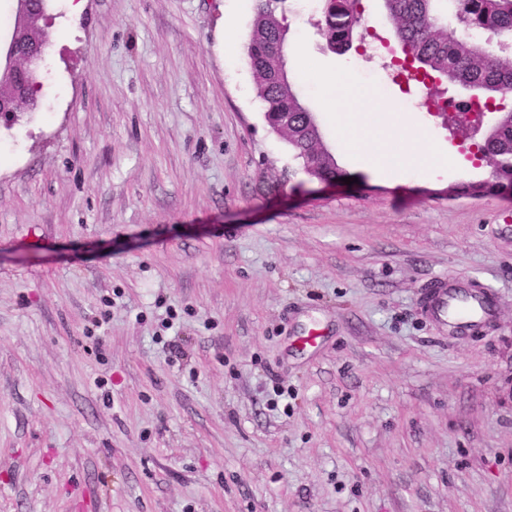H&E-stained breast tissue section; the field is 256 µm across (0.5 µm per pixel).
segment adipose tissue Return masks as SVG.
Here are the masks:
<instances>
[{
    "label": "adipose tissue",
    "mask_w": 512,
    "mask_h": 512,
    "mask_svg": "<svg viewBox=\"0 0 512 512\" xmlns=\"http://www.w3.org/2000/svg\"><path fill=\"white\" fill-rule=\"evenodd\" d=\"M313 80L319 86L318 110L332 113L342 144L348 148H359L371 166H383L393 173L405 174L428 173L459 164L460 156L456 151L434 146L426 133H409L406 117L393 102L387 103L385 110L400 139L406 141L407 147L398 152L375 153L370 147L372 135L367 123L351 110L352 103L366 102L371 98L369 92L360 88L358 71L354 67L345 66L328 74L314 75Z\"/></svg>",
    "instance_id": "adipose-tissue-1"
}]
</instances>
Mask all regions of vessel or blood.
Segmentation results:
<instances>
[{
  "instance_id": "1",
  "label": "vessel or blood",
  "mask_w": 512,
  "mask_h": 512,
  "mask_svg": "<svg viewBox=\"0 0 512 512\" xmlns=\"http://www.w3.org/2000/svg\"><path fill=\"white\" fill-rule=\"evenodd\" d=\"M419 304L428 316L447 321L460 333L484 329L495 315L494 298L488 290L455 276L437 280L420 296Z\"/></svg>"
}]
</instances>
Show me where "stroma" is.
I'll return each mask as SVG.
<instances>
[{"instance_id": "35a3bbf8", "label": "stroma", "mask_w": 512, "mask_h": 512, "mask_svg": "<svg viewBox=\"0 0 512 512\" xmlns=\"http://www.w3.org/2000/svg\"><path fill=\"white\" fill-rule=\"evenodd\" d=\"M255 5L55 0L37 106L0 125V512H512V194L449 197L485 164L380 176L325 112L352 182L311 180L264 118ZM320 18L289 0L303 103L301 68L343 65L403 102ZM448 275L490 328L420 313Z\"/></svg>"}]
</instances>
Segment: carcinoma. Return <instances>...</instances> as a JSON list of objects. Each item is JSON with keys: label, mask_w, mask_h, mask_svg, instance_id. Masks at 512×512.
Instances as JSON below:
<instances>
[{"label": "carcinoma", "mask_w": 512, "mask_h": 512, "mask_svg": "<svg viewBox=\"0 0 512 512\" xmlns=\"http://www.w3.org/2000/svg\"><path fill=\"white\" fill-rule=\"evenodd\" d=\"M288 0H257L256 14L247 45V58L259 97L266 103L265 117L274 126L277 112H297L300 129L285 137L295 158L302 160L305 173L315 169L321 176L338 172L336 158L329 152L312 156L316 133L310 131L294 84L289 80L280 55L285 52L288 33ZM361 0H323L318 27L333 52L349 51L361 26ZM452 17L470 33L490 32L512 37V0H451ZM32 19V32L12 34L0 48V80L15 88L28 86L27 96L12 105L18 114L35 104L40 82L23 69L10 67V58L31 56L45 39L44 21L51 0H25ZM386 16L398 43L396 56L401 72L414 78H439L468 90L488 112H501L497 97L512 91V58L490 53L476 39L464 40L442 23L438 0H383ZM489 144L499 156L496 177L490 181L468 182L448 187L454 196L496 195L512 190V109L506 111Z\"/></svg>", "instance_id": "1"}]
</instances>
